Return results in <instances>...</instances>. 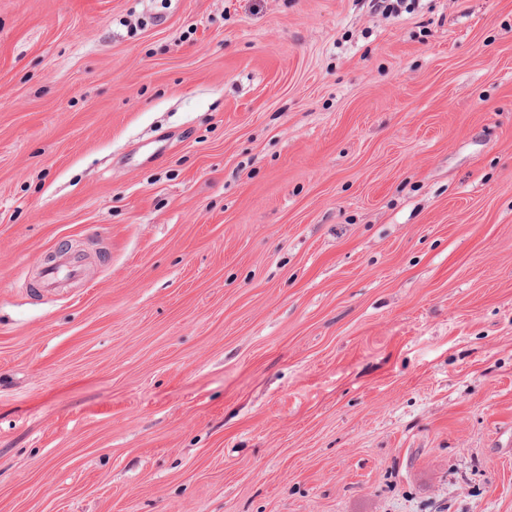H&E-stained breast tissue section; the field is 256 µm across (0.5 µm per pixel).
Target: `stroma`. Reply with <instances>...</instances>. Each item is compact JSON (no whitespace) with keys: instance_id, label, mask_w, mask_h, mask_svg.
Instances as JSON below:
<instances>
[{"instance_id":"stroma-1","label":"stroma","mask_w":512,"mask_h":512,"mask_svg":"<svg viewBox=\"0 0 512 512\" xmlns=\"http://www.w3.org/2000/svg\"><path fill=\"white\" fill-rule=\"evenodd\" d=\"M0 512H512V0H0ZM83 267L77 264L67 252H59L54 265L45 267L38 280V287L43 291H54L62 282L77 281L82 278Z\"/></svg>"}]
</instances>
